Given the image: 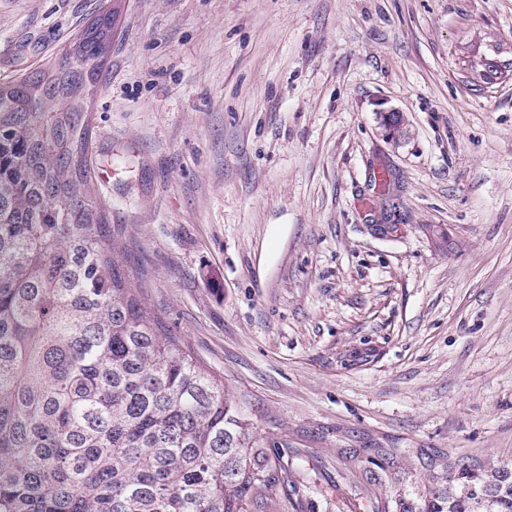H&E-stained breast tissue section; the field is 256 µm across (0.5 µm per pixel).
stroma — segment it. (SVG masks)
<instances>
[{
  "label": "stroma",
  "mask_w": 512,
  "mask_h": 512,
  "mask_svg": "<svg viewBox=\"0 0 512 512\" xmlns=\"http://www.w3.org/2000/svg\"><path fill=\"white\" fill-rule=\"evenodd\" d=\"M112 0H0V83ZM97 184L144 301L287 449L288 512H369L341 448L512 464V0H122ZM404 115L386 139L380 112ZM377 224L397 230L381 236Z\"/></svg>",
  "instance_id": "1"
}]
</instances>
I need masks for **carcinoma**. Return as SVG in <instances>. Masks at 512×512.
<instances>
[{
  "label": "carcinoma",
  "instance_id": "carcinoma-1",
  "mask_svg": "<svg viewBox=\"0 0 512 512\" xmlns=\"http://www.w3.org/2000/svg\"><path fill=\"white\" fill-rule=\"evenodd\" d=\"M118 20L0 83V512H288V451L145 307L92 196L89 104ZM338 454L374 465L372 512H512V465L422 449L416 503L374 493L406 476L395 449Z\"/></svg>",
  "mask_w": 512,
  "mask_h": 512
}]
</instances>
